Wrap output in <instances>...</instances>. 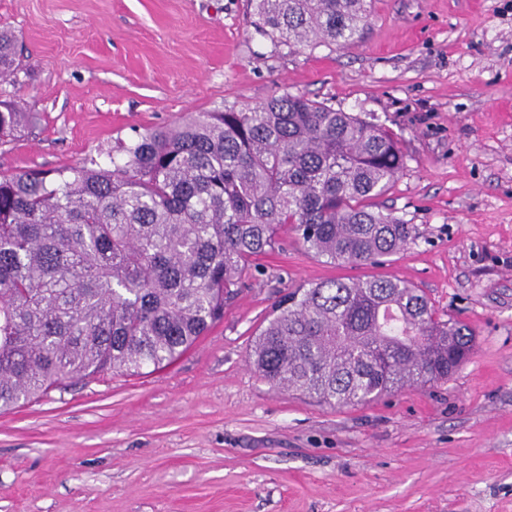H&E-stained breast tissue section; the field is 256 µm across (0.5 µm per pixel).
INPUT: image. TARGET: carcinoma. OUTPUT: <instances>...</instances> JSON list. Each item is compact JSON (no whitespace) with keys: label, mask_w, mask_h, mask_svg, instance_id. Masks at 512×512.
Here are the masks:
<instances>
[{"label":"carcinoma","mask_w":512,"mask_h":512,"mask_svg":"<svg viewBox=\"0 0 512 512\" xmlns=\"http://www.w3.org/2000/svg\"><path fill=\"white\" fill-rule=\"evenodd\" d=\"M264 34L291 49L344 47L367 0H250ZM0 32V84L23 70ZM28 113L0 100V144ZM112 151L59 170L0 174V409L104 374L177 360L292 225L333 263L385 264L414 226L375 211L405 166L390 130L302 94L190 112L134 131ZM474 331L436 315L395 277L298 288L255 335L270 384L330 406L368 404L446 379Z\"/></svg>","instance_id":"cac0c4a2"}]
</instances>
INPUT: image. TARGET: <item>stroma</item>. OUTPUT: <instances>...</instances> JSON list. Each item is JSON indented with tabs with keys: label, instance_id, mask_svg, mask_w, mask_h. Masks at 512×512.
I'll list each match as a JSON object with an SVG mask.
<instances>
[{
	"label": "stroma",
	"instance_id": "35a3bbf8",
	"mask_svg": "<svg viewBox=\"0 0 512 512\" xmlns=\"http://www.w3.org/2000/svg\"><path fill=\"white\" fill-rule=\"evenodd\" d=\"M32 127L0 172L108 163L133 129L301 93L390 127L374 208L416 227L383 266L280 230L223 321L174 363L0 413V512H512V0H373L361 38L295 50L249 0H0ZM405 279L475 343L448 379L333 407L264 381L255 334L289 290Z\"/></svg>",
	"mask_w": 512,
	"mask_h": 512
}]
</instances>
